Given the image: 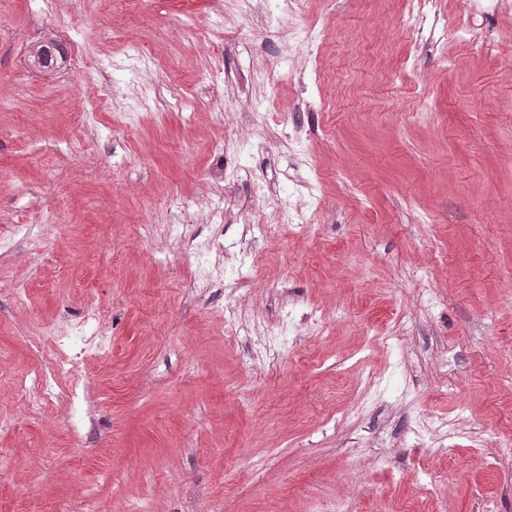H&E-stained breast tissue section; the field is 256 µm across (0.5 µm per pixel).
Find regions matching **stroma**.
I'll list each match as a JSON object with an SVG mask.
<instances>
[{
	"mask_svg": "<svg viewBox=\"0 0 512 512\" xmlns=\"http://www.w3.org/2000/svg\"><path fill=\"white\" fill-rule=\"evenodd\" d=\"M407 8L0 0V512H512V0ZM50 33L102 108L29 68ZM93 307L71 415L36 382Z\"/></svg>",
	"mask_w": 512,
	"mask_h": 512,
	"instance_id": "obj_1",
	"label": "stroma"
}]
</instances>
